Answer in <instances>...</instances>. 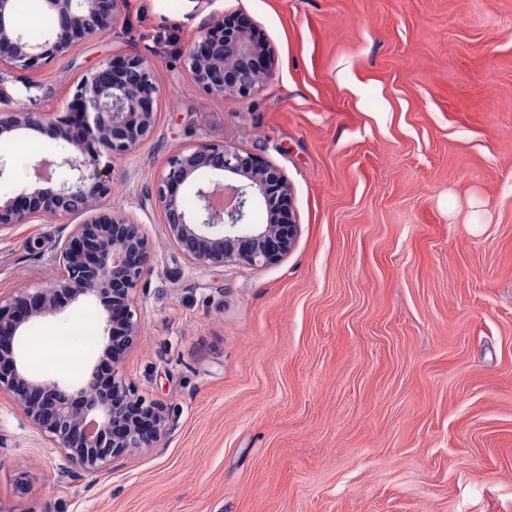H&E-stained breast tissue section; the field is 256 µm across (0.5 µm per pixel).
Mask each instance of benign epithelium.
<instances>
[{
  "label": "benign epithelium",
  "instance_id": "benign-epithelium-1",
  "mask_svg": "<svg viewBox=\"0 0 512 512\" xmlns=\"http://www.w3.org/2000/svg\"><path fill=\"white\" fill-rule=\"evenodd\" d=\"M39 2L56 25L31 41L16 28L15 0H0V71L40 69L74 46L107 35L125 5V0ZM186 63L203 90L245 98L273 75L275 53L246 19L226 14L198 32ZM154 69L152 59L127 55L83 75L63 110L0 108L1 139L38 132L58 147L53 158L32 162L35 183L0 198V233L45 217L61 224L50 283L0 297V392L8 393L28 426L58 450L62 477L77 470L99 473L112 459L153 446L167 429V406L142 397L120 375L140 336L135 290L149 269V238L125 214L98 206L111 191L110 160L133 152L153 131L159 97ZM228 173L245 176L244 183L212 179ZM183 186L196 199L191 210L179 194ZM153 194L168 242L194 270L227 263L272 266L295 246L299 224L292 187L258 154L215 143L177 150ZM257 202L264 203L270 223L250 222ZM76 214L86 216L83 223L68 222ZM88 298L99 306L103 326L96 360L82 379L71 384L31 372L15 350L26 330ZM105 364L107 375L101 371Z\"/></svg>",
  "mask_w": 512,
  "mask_h": 512
}]
</instances>
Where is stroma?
I'll return each instance as SVG.
<instances>
[{
  "instance_id": "stroma-1",
  "label": "stroma",
  "mask_w": 512,
  "mask_h": 512,
  "mask_svg": "<svg viewBox=\"0 0 512 512\" xmlns=\"http://www.w3.org/2000/svg\"><path fill=\"white\" fill-rule=\"evenodd\" d=\"M240 14L275 52L248 98L197 88L196 32ZM156 62L151 136L104 211L153 248L122 375L169 408L152 448L59 479L0 396V512H512V0H126L112 31L32 73L13 105ZM263 156L300 232L279 264L190 270L152 194L201 143ZM0 140L16 185L54 153ZM58 226L0 234V295L47 284Z\"/></svg>"
}]
</instances>
